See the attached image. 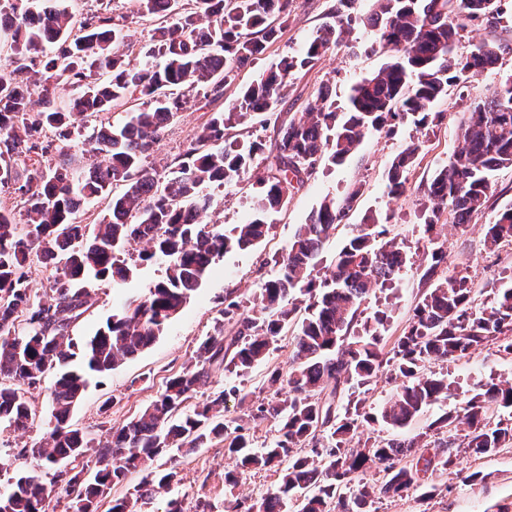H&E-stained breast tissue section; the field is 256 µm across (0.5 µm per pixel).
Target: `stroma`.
I'll list each match as a JSON object with an SVG mask.
<instances>
[{
    "mask_svg": "<svg viewBox=\"0 0 512 512\" xmlns=\"http://www.w3.org/2000/svg\"><path fill=\"white\" fill-rule=\"evenodd\" d=\"M328 6L329 0H293L291 14L279 39L240 69L236 81L225 86L222 98L213 102L197 92H189L186 108L169 124L160 145L147 157V166L157 175H167L212 113L228 110L241 87L268 71L281 54L304 49L327 23ZM386 59V53L374 44L369 29L355 26L349 44L332 48L313 69L297 72L290 78L288 93L274 104L271 116L245 121L230 129L228 135L242 144L260 141L265 155L275 154L282 122L304 112L321 91L335 99L337 105H344L353 84L376 72ZM511 76L512 50L502 54L496 67L479 75L469 87L449 88L447 96L435 106L436 111L444 115L438 126L421 130L407 122L396 137L369 135L359 152L344 165L316 168L301 187L289 192L281 212L272 216L262 242L246 250L231 251L218 260L190 303L153 345L107 375L90 378L83 397L72 411L73 426L104 440L110 428L139 414L156 398L168 378L182 370L199 343L212 332L225 299L240 301L249 314L259 315L260 309L254 300L264 281L275 273L274 260L287 250L297 225L307 221L324 197L341 196L354 185L361 186L362 192L348 220L325 243L320 264L324 267L330 264L366 216L388 219L390 234L404 247L410 263L401 270L393 287L370 296L363 314L369 317L377 310L386 311L384 338L386 344H393L406 328L422 293L430 286L429 281L423 280L422 273L431 246L420 220V199L427 180L456 147L471 100ZM417 138L425 139L426 146L409 176L410 189L400 198L389 199L385 193L388 165L403 146ZM253 182V177L247 175L238 183L216 190L211 221L229 229L251 216L256 206ZM494 185L497 192L487 209L473 217L468 228H445L442 237L447 253V261L442 266L445 275L469 276L474 286L475 304L479 307L492 301L500 282L512 278V245L491 249L484 242L485 225L492 223L503 207L512 202V170L498 173ZM160 275V266L151 264L141 266L137 274L119 288L107 280L91 281L88 309L73 323L72 336L84 339L94 335L115 309L125 300L144 294ZM290 356L289 339L281 337L264 361L243 376L221 370L214 372L196 398L202 401L224 387L238 386L239 395L226 398L224 415L229 419L247 417L260 403L285 394L286 384H271L269 378L273 371L287 372ZM429 369L447 377L452 396L430 406L405 430L394 431L379 423L359 429L351 441L352 447H362L374 439H400L427 431L431 422L459 408L467 390L487 381L512 380V361L492 347L476 350L454 362L431 363ZM31 403L36 416L27 433L0 428V493L16 474L38 466L36 459L22 456L21 451L40 444L49 427L52 409L49 386L33 391ZM173 466L179 471V483L155 490L142 504L141 512H167L168 503L174 498L181 501L184 512H195L201 500L210 503L211 512H224L225 499L232 497L254 503L277 482L274 471L252 469L240 475L233 489H226L224 474L234 469L235 463L225 455L224 444L220 441L191 452L176 450L156 457L153 462L157 471ZM460 466L479 472V481L471 484L452 474L437 475L433 481L439 492L433 499L420 501L417 492L410 491L400 497L377 500V512H512V447L498 449L488 457L461 458Z\"/></svg>",
    "mask_w": 512,
    "mask_h": 512,
    "instance_id": "obj_1",
    "label": "stroma"
}]
</instances>
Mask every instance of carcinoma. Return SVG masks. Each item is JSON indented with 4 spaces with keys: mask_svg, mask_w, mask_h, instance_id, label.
Listing matches in <instances>:
<instances>
[{
    "mask_svg": "<svg viewBox=\"0 0 512 512\" xmlns=\"http://www.w3.org/2000/svg\"><path fill=\"white\" fill-rule=\"evenodd\" d=\"M137 2L143 13L162 19L152 37L159 63L119 52L125 16L109 13L106 4L77 27L68 8L52 0H0V31L11 50L10 63L0 67V173L12 175L28 216L27 223L18 224L0 210V425L27 430L34 415L27 394L54 373V424L30 452L47 468L94 453L93 480L80 482L75 473L66 482L68 490L80 486L75 512H98L108 490L148 468L167 449L199 448L214 439L224 441L237 467L278 473L277 485L261 502L246 507L230 500L225 512H282L286 499L297 502L295 512H369L366 506L376 497L417 489L427 499L437 491L430 475L460 474L461 452L483 457L512 445V425L493 426L487 417L492 407L512 408V382L491 381L464 396L456 415L432 423L439 430L464 427L461 440L448 437L432 445L421 433L348 447L363 424L380 420L401 430L450 396L448 379L424 373L427 364L457 361L487 346L512 358V280L498 289L490 306L476 311L469 277H435L446 261L439 244L427 256L423 274L434 283L414 308L392 357L382 345L385 312H375L360 332L350 334L364 301L392 285L410 263L401 245L386 238V225L374 219L352 232L321 278L313 277L324 241L360 195L356 186L340 198L325 197L297 227L276 274L260 289L263 320L229 301L191 363L168 379L141 414L112 430L109 441L97 444L69 424L88 376L109 373L162 336L216 260L264 238L270 215L285 206L288 191L303 184V175L318 164H343L370 132L396 136L408 117L423 129L440 123L442 114L434 108L448 87L468 86L506 51L491 42L457 56L456 42L470 30L512 18V0H376L367 16L356 12V0H334L332 22L304 52L281 55L240 90L228 111L212 113L182 161L161 179L143 160L183 111L184 89L202 87L212 99L220 98L238 70L279 38L281 26L274 19L286 22L292 0H193L184 11L179 0ZM356 25L373 31L390 60L353 86L346 111H337L336 102L320 92L305 112L280 128L268 173L254 182L260 207L253 218L229 232L221 224L202 223L214 204L208 188L238 182L260 156L256 142L224 144L225 130L270 111L286 96L289 78L347 43ZM35 63L42 68L37 82L29 76ZM100 72L111 79L96 81ZM61 78L79 89L67 105L47 87ZM39 82L42 109L33 112L31 96ZM132 97L142 100L143 108L112 123V107ZM46 129L62 143L59 162L45 170L15 167L18 158L38 152ZM76 136L102 160L88 167L69 156ZM423 147L424 141H411L392 159L386 181L390 199L408 190V172ZM507 169L512 170L511 79L471 103L457 146L426 185L422 219L430 243L444 228L440 212L453 216L454 227L468 224L487 208L494 175ZM114 186L123 191L112 195L92 230L76 223L81 204ZM485 237L493 246L512 244L511 204L486 225ZM130 240L144 243L135 256L125 249ZM35 259L53 270L52 285L41 298L31 295ZM148 264L163 266L161 279L123 303L94 336L75 342L70 328L87 310L89 282H125ZM290 326L288 396L259 404L251 415L276 426L265 448L254 450L246 424L224 418V399L237 387L187 409L215 370L248 371ZM386 365L401 384L379 414L339 412L344 392L369 388ZM371 467L382 473L376 483L357 479ZM179 482L174 467L150 471L133 493L113 501L110 512H136L154 486ZM51 492L39 476L22 472L0 494V505L8 512H48Z\"/></svg>",
    "mask_w": 512,
    "mask_h": 512,
    "instance_id": "carcinoma-1",
    "label": "carcinoma"
}]
</instances>
